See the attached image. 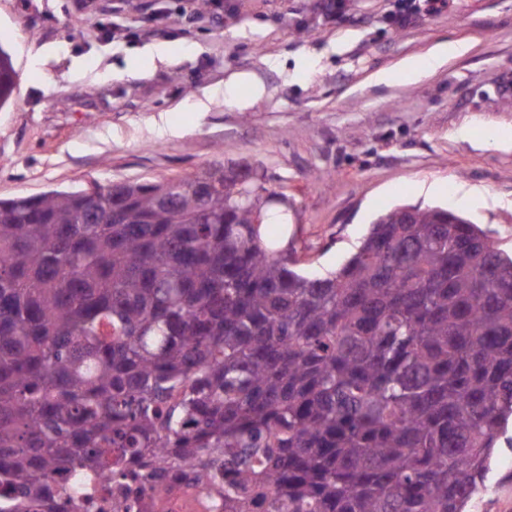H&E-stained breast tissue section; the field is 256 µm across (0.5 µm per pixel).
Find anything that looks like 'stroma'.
<instances>
[{
    "instance_id": "stroma-1",
    "label": "stroma",
    "mask_w": 512,
    "mask_h": 512,
    "mask_svg": "<svg viewBox=\"0 0 512 512\" xmlns=\"http://www.w3.org/2000/svg\"><path fill=\"white\" fill-rule=\"evenodd\" d=\"M392 3L342 0L327 17L317 0H0L18 72L0 106V198L221 163L279 195L310 275L343 264L401 204L462 215L512 256V0H450L404 30ZM449 39L474 47L418 83L370 84ZM156 43L166 62L142 56ZM236 71L264 86L244 112L222 98ZM491 127L503 140H483ZM463 185L483 197L461 199ZM465 512H512L511 426Z\"/></svg>"
}]
</instances>
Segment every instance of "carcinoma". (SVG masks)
<instances>
[{
  "label": "carcinoma",
  "mask_w": 512,
  "mask_h": 512,
  "mask_svg": "<svg viewBox=\"0 0 512 512\" xmlns=\"http://www.w3.org/2000/svg\"><path fill=\"white\" fill-rule=\"evenodd\" d=\"M16 79L0 48V106ZM221 168L0 199V512L89 472L164 512L182 466L224 512H462L512 417V256L398 205L309 278Z\"/></svg>",
  "instance_id": "obj_1"
}]
</instances>
